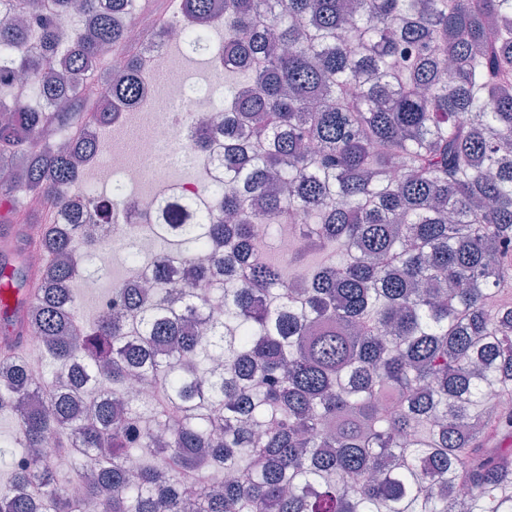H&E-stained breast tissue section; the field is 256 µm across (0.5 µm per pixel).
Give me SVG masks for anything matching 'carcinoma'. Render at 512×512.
I'll return each mask as SVG.
<instances>
[{
  "mask_svg": "<svg viewBox=\"0 0 512 512\" xmlns=\"http://www.w3.org/2000/svg\"><path fill=\"white\" fill-rule=\"evenodd\" d=\"M0 11V224L18 185L68 193L91 140L84 82L124 44L127 0H28ZM214 0H180L188 23ZM224 63L243 79L202 149L223 153L208 224L167 204L154 299L130 281L84 319L71 247L80 224L46 227L38 293L0 330L39 340L51 372L0 359V512H512V0H223ZM38 77L52 108L26 103ZM114 122L144 88L106 74ZM303 248L268 256L265 239ZM322 261L305 279L300 265ZM226 276L223 312L171 283ZM26 260L0 280L18 284ZM224 359V371L215 361ZM149 387L144 413L127 400ZM141 459L135 470L128 460Z\"/></svg>",
  "mask_w": 512,
  "mask_h": 512,
  "instance_id": "1",
  "label": "carcinoma"
}]
</instances>
